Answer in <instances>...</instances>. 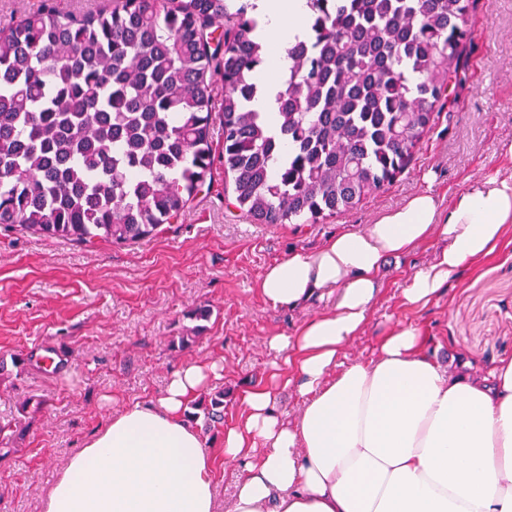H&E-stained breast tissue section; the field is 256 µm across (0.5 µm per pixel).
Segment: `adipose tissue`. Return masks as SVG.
I'll return each instance as SVG.
<instances>
[{"instance_id": "obj_1", "label": "adipose tissue", "mask_w": 512, "mask_h": 512, "mask_svg": "<svg viewBox=\"0 0 512 512\" xmlns=\"http://www.w3.org/2000/svg\"><path fill=\"white\" fill-rule=\"evenodd\" d=\"M255 4L269 67L256 74L253 107L272 116L309 8ZM436 233L446 244L410 274L406 306L427 305L512 237V172L475 181L446 204L419 193L363 230L339 229L320 248L266 267L257 288L269 307L329 296L336 304L269 339L300 410L281 419L269 386L241 394V418L223 441L225 461L241 468L230 512H512V359L476 380L429 355L420 327L398 323L375 358L340 360L370 320L389 259ZM217 375V364L189 363L155 401L114 409L57 472L41 512H217L213 457L186 416Z\"/></svg>"}]
</instances>
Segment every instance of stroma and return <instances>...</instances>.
Listing matches in <instances>:
<instances>
[{"label": "stroma", "mask_w": 512, "mask_h": 512, "mask_svg": "<svg viewBox=\"0 0 512 512\" xmlns=\"http://www.w3.org/2000/svg\"><path fill=\"white\" fill-rule=\"evenodd\" d=\"M470 24L472 49L450 104L405 172L345 216L269 226L229 205L219 85L211 185L161 233L134 245L88 246L0 233V421L22 428L10 452L0 451V512H39L55 472L113 406L161 396L171 373L193 361L221 368L206 393L223 392L224 418L196 421L205 448L220 447L225 427L239 419L241 393L264 384L278 359L268 339L293 335L335 304L268 307L256 284L269 264L319 248L340 227L364 228L416 193L448 200L470 180L512 167V0H477ZM437 247L432 238L390 262L371 320L343 361L374 358L379 336L396 320L420 324L446 365L462 356L478 369L512 357V243L460 270L426 307L402 309L399 293L412 268L429 262ZM198 307L209 309L206 320L191 318ZM195 326L197 338L181 347L179 336ZM18 358L23 367L15 366ZM31 396L44 400L43 409L21 413Z\"/></svg>", "instance_id": "stroma-1"}]
</instances>
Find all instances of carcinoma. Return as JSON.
Listing matches in <instances>:
<instances>
[{
	"label": "carcinoma",
	"instance_id": "carcinoma-1",
	"mask_svg": "<svg viewBox=\"0 0 512 512\" xmlns=\"http://www.w3.org/2000/svg\"><path fill=\"white\" fill-rule=\"evenodd\" d=\"M477 0H308L276 123L251 108L264 63L250 0H44L0 30V232L78 245L161 231L210 177L211 72L224 169L258 224H321L404 172L449 100ZM220 37H214L218 28Z\"/></svg>",
	"mask_w": 512,
	"mask_h": 512
}]
</instances>
